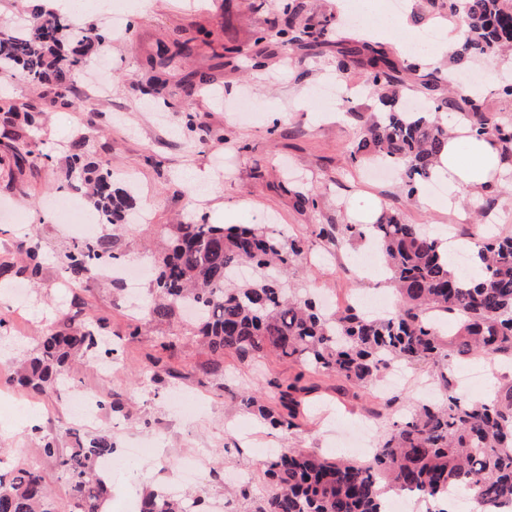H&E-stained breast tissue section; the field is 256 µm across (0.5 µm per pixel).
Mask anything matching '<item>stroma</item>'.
Wrapping results in <instances>:
<instances>
[{"instance_id":"1","label":"stroma","mask_w":512,"mask_h":512,"mask_svg":"<svg viewBox=\"0 0 512 512\" xmlns=\"http://www.w3.org/2000/svg\"><path fill=\"white\" fill-rule=\"evenodd\" d=\"M232 2V28L224 26V4ZM402 33L379 29L377 41L393 56L432 60L423 34L446 13L430 0H405ZM300 19L326 24L336 42L355 35L339 21L336 0H300ZM277 0H144L130 12L122 31L110 30L109 20L86 6V20L108 28L106 68H90V78H103L110 88L91 107L46 108L47 87L14 77L0 81V94L42 109L38 129L21 138L51 158L49 166L18 167L15 136L0 121V263L13 272L0 278V373L10 374L36 353L41 336L86 310L103 319L115 353L111 377H102L99 361L77 366L67 392L35 398L33 406L18 404L14 386L0 389V455L15 460L28 454L43 472L59 512H70L71 489L55 459L42 455L41 435L80 428L86 437L111 436L115 467L97 466L110 496L104 512H137L142 496L170 490L180 480L185 456L199 451L210 465L197 483L186 486L200 497L201 512H254L268 489L263 462L269 449L302 448L327 456L350 455L344 446L355 422L369 420L381 388L341 391L336 378L308 375L315 390L307 398L314 412L299 428L280 433L268 428L241 403L243 392L266 387L268 380L285 381L296 367L275 355L260 364L225 357L223 370L208 372L212 357L192 339L193 323L177 314L159 321L133 309L126 283L116 277L93 278L82 285L60 284L62 261L74 238L58 223L52 204L69 166L70 143L87 141L86 159H109L116 185L131 195L136 208L148 209L145 224H101L123 260L153 264L174 224L187 216L205 217L212 224H257L285 230L305 245L303 271L290 287L322 303L348 295L392 296L382 266L360 271L358 260L366 243L335 246L318 235L320 224H358L366 210L390 211L410 224H425L435 232L455 225L458 239L470 240L481 223L512 233V188L498 185L482 195L461 187L456 210L447 197L432 201L407 198L399 175L370 179L366 165L352 164L349 152L360 134L358 116L375 109V97L365 89V68L350 64L337 73L330 56L314 52L286 54L275 36ZM202 27L218 41L244 45L217 71L214 92L198 93L192 102L154 99L146 58L176 30ZM512 58L486 57L470 65L471 85L490 112H511L512 99L498 95ZM344 78L360 94L325 112L318 91ZM315 199L298 207L296 192ZM38 242L42 273L29 281L24 253ZM28 302L17 306L19 291ZM161 356L168 374L154 378L149 359ZM101 400L100 415L84 425L70 414L74 392ZM124 405L109 410L110 401ZM143 453L128 459L127 449ZM353 456V455H350ZM362 462V455L353 456Z\"/></svg>"}]
</instances>
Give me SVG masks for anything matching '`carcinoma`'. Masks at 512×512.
<instances>
[{
  "label": "carcinoma",
  "mask_w": 512,
  "mask_h": 512,
  "mask_svg": "<svg viewBox=\"0 0 512 512\" xmlns=\"http://www.w3.org/2000/svg\"><path fill=\"white\" fill-rule=\"evenodd\" d=\"M284 24L278 31L283 48L324 46L325 29L314 22L298 28L297 0H279ZM448 14H463L464 32L454 60L460 64L498 56L512 49V0H443ZM107 35L94 23L77 24L69 16L33 6L23 24L0 26V75H18L34 85L53 90L50 105L72 107L88 57L103 49ZM336 55V70L366 56V82L380 92L384 116L370 114L350 159L362 164L377 160L403 170L407 196L431 182L434 162L448 145V134L465 126L501 148L512 151V115L490 113L479 96L463 95L464 108L447 113L445 99L431 96L426 112L398 110L402 74L424 69L417 60L405 63L389 57L381 46H369L353 37ZM212 33L203 28L177 36L158 47L146 66L171 74L178 58L201 53L222 57ZM215 75L195 72L174 82L164 80L169 95L185 99L192 90L213 86ZM0 112L33 130L41 112L9 97H0ZM83 139L71 145L69 168L89 175L88 195L101 224H114L134 208L132 198L113 187L112 169L102 161L91 169L84 164ZM318 234L342 245L365 239L385 259L388 279L400 295L398 305L384 317H368L354 305L332 314L320 310L310 298L289 296L281 279L301 262V241L283 232L252 224L226 227L205 221L178 224L169 251L158 265L157 295L148 312L157 320L175 315L183 307L194 309L200 341L217 360L210 370H221L224 355L240 362H257L268 353L300 371L288 384L274 383V396L262 403L253 395L242 405L257 413L274 429L291 430L303 413L302 396L314 390L303 383L306 373L323 372L351 388L361 387L393 365L427 361L432 381L442 392L440 403H412L401 420L385 425L372 458L365 463L336 460L315 452L287 449L270 456L265 473L270 481L266 496L254 512H383L384 490L415 492L426 499L446 500L459 488L470 491L479 512H500L512 506V377H497L485 400H464L456 393L457 361L475 355L495 364H512V234L481 233L483 266L464 280L448 265L441 241L422 224H408L399 215H382L375 224H321ZM113 258L110 240L101 236L78 241L64 255V273L73 284L89 279L95 269ZM251 263L260 271L253 284H230L231 270ZM447 317L454 327L443 332L438 319ZM101 321L82 327L57 325L43 337L36 356L19 374L21 386L36 394L60 393L70 364L112 346L102 343ZM75 445L59 453L55 433L41 436V453L55 457L70 484L71 512H102L108 496L106 484L93 475V465L114 453L112 438L88 441L72 432ZM200 499L174 497L151 491L141 512H198ZM0 512H57L41 471L33 464L0 468Z\"/></svg>",
  "instance_id": "1"
}]
</instances>
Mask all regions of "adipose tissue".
<instances>
[{
    "instance_id": "ef3b65f1",
    "label": "adipose tissue",
    "mask_w": 512,
    "mask_h": 512,
    "mask_svg": "<svg viewBox=\"0 0 512 512\" xmlns=\"http://www.w3.org/2000/svg\"><path fill=\"white\" fill-rule=\"evenodd\" d=\"M500 165L498 146L457 132L441 152L436 172L449 186H467L479 193L494 186L493 172Z\"/></svg>"
}]
</instances>
